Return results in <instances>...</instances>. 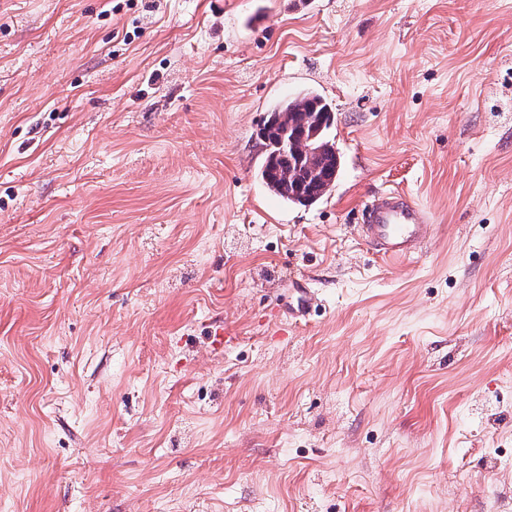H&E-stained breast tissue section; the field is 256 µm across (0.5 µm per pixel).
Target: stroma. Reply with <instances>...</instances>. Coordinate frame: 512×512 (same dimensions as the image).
<instances>
[{
    "label": "stroma",
    "mask_w": 512,
    "mask_h": 512,
    "mask_svg": "<svg viewBox=\"0 0 512 512\" xmlns=\"http://www.w3.org/2000/svg\"><path fill=\"white\" fill-rule=\"evenodd\" d=\"M0 512H512V0H0ZM305 121V124L302 121ZM333 124L330 105L318 94L301 92L279 100L269 112L268 118L259 129L265 146V157L258 170L262 184L275 198L288 205L310 207L323 198L333 187L329 186L327 170L338 171L341 157L336 154L335 143L330 139L329 130ZM314 136V139L310 138ZM309 139V140H308ZM302 153L312 158L321 146L318 173L313 175L300 157ZM299 171L297 180L289 182L285 177L288 167ZM364 240L376 253L390 259L415 254L427 238V211L403 191L391 189L361 210Z\"/></svg>",
    "instance_id": "stroma-1"
}]
</instances>
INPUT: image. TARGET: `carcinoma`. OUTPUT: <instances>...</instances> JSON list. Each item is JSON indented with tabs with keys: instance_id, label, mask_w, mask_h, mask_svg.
I'll return each mask as SVG.
<instances>
[{
	"instance_id": "obj_1",
	"label": "carcinoma",
	"mask_w": 512,
	"mask_h": 512,
	"mask_svg": "<svg viewBox=\"0 0 512 512\" xmlns=\"http://www.w3.org/2000/svg\"><path fill=\"white\" fill-rule=\"evenodd\" d=\"M333 124L330 105L318 94L301 92L279 100L259 129L265 157L258 170L262 184L275 198L288 205L310 207L328 192V170L341 167L329 130ZM313 139L320 147L319 171L312 174L301 158L302 141ZM299 171L295 181L285 177L288 167Z\"/></svg>"
}]
</instances>
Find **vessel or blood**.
Returning a JSON list of instances; mask_svg holds the SVG:
<instances>
[{
    "label": "vessel or blood",
    "mask_w": 512,
    "mask_h": 512,
    "mask_svg": "<svg viewBox=\"0 0 512 512\" xmlns=\"http://www.w3.org/2000/svg\"><path fill=\"white\" fill-rule=\"evenodd\" d=\"M364 240L378 254L405 259L415 254L427 238V211L403 191L391 189L361 210Z\"/></svg>",
    "instance_id": "obj_1"
}]
</instances>
